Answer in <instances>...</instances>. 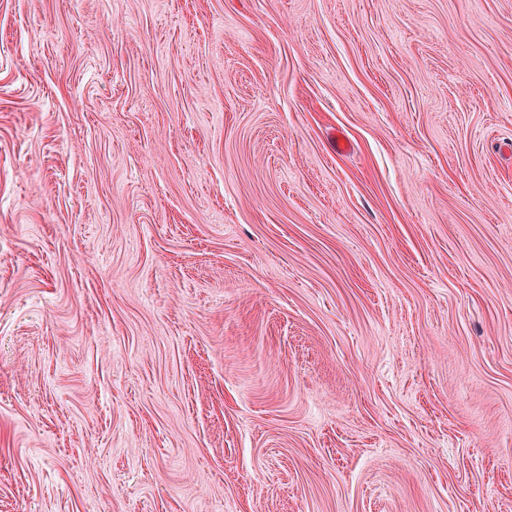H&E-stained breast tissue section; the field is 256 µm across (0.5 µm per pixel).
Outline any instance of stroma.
Masks as SVG:
<instances>
[{"mask_svg": "<svg viewBox=\"0 0 512 512\" xmlns=\"http://www.w3.org/2000/svg\"><path fill=\"white\" fill-rule=\"evenodd\" d=\"M0 512H512V0H0Z\"/></svg>", "mask_w": 512, "mask_h": 512, "instance_id": "stroma-1", "label": "stroma"}]
</instances>
